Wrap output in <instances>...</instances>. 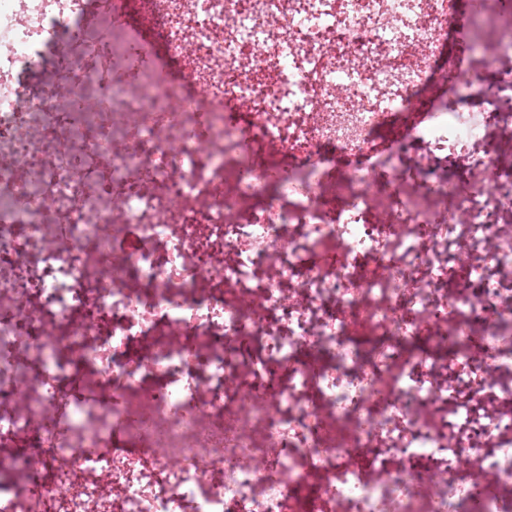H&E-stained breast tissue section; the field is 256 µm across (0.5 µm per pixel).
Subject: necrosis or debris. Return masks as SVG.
<instances>
[{
    "mask_svg": "<svg viewBox=\"0 0 512 512\" xmlns=\"http://www.w3.org/2000/svg\"><path fill=\"white\" fill-rule=\"evenodd\" d=\"M115 6L0 0V512H512V0Z\"/></svg>",
    "mask_w": 512,
    "mask_h": 512,
    "instance_id": "4bbe7bcc",
    "label": "necrosis or debris"
}]
</instances>
